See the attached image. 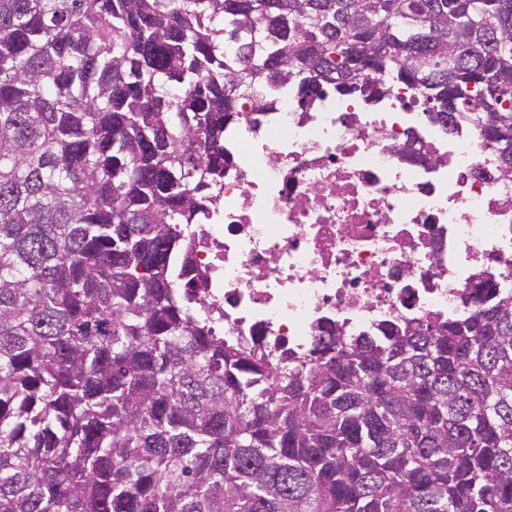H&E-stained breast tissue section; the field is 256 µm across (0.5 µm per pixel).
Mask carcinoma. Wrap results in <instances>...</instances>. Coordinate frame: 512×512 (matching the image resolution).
Wrapping results in <instances>:
<instances>
[{"label": "carcinoma", "instance_id": "carcinoma-1", "mask_svg": "<svg viewBox=\"0 0 512 512\" xmlns=\"http://www.w3.org/2000/svg\"><path fill=\"white\" fill-rule=\"evenodd\" d=\"M286 88L512 170V0H0V512H512V294L277 363L207 310L224 128Z\"/></svg>", "mask_w": 512, "mask_h": 512}]
</instances>
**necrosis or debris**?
<instances>
[{"instance_id": "4bbe7bcc", "label": "necrosis or debris", "mask_w": 512, "mask_h": 512, "mask_svg": "<svg viewBox=\"0 0 512 512\" xmlns=\"http://www.w3.org/2000/svg\"><path fill=\"white\" fill-rule=\"evenodd\" d=\"M224 147L197 256L226 339L301 352L327 329L448 320L481 277L512 289V181L472 127L448 134L405 96L285 91Z\"/></svg>"}]
</instances>
